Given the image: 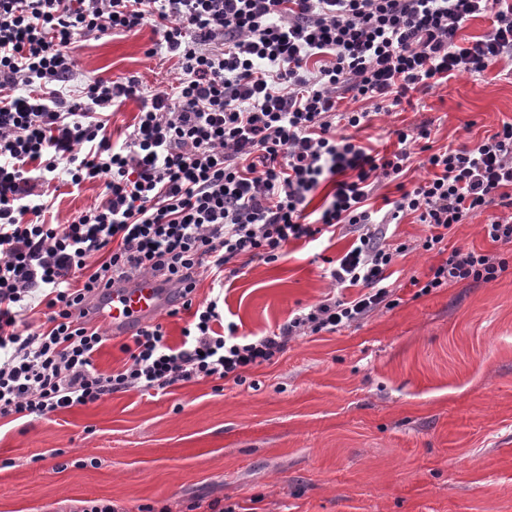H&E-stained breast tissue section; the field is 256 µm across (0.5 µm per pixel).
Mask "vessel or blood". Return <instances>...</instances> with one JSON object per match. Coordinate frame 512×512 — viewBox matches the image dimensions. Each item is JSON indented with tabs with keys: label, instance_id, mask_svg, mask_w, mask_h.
Listing matches in <instances>:
<instances>
[{
	"label": "vessel or blood",
	"instance_id": "b4317fda",
	"mask_svg": "<svg viewBox=\"0 0 512 512\" xmlns=\"http://www.w3.org/2000/svg\"><path fill=\"white\" fill-rule=\"evenodd\" d=\"M169 290L154 278L113 286L100 316L113 334L124 335L149 323L167 307Z\"/></svg>",
	"mask_w": 512,
	"mask_h": 512
}]
</instances>
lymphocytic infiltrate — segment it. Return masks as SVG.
<instances>
[{"mask_svg": "<svg viewBox=\"0 0 512 512\" xmlns=\"http://www.w3.org/2000/svg\"><path fill=\"white\" fill-rule=\"evenodd\" d=\"M483 35L460 45L469 18ZM151 26L176 59L178 93L153 94L124 146L105 135L104 109L135 97L136 79L96 78L81 101L61 94L73 75L70 46L106 31ZM512 57V0H0V418L44 417L116 392L163 391L215 378L241 383L246 369L272 362L292 337L334 332L381 306H394L385 271L407 244H386L392 220L428 228L423 250L490 206L506 208L482 230L512 244V122L473 144L429 154L423 183L401 178L426 127L400 128L396 150L380 155L339 134L367 110L340 100L401 105L410 92L458 73L480 74ZM28 94H16L17 86ZM64 171L73 187L104 181L102 199L68 224L45 223L37 182ZM396 183L386 213L369 201L381 180ZM329 185L316 215L307 208ZM356 232L331 261L338 288L266 336L226 323L220 296L193 297L201 273L224 284L239 258L272 264L293 241L337 228ZM512 262L453 249L422 293L463 281L488 283ZM160 277L174 308L193 321L173 346L161 324L123 345L128 360L105 374L94 355L107 340L92 322L115 285ZM45 306L32 327L28 312Z\"/></svg>", "mask_w": 512, "mask_h": 512, "instance_id": "1", "label": "lymphocytic infiltrate"}]
</instances>
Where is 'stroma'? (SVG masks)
<instances>
[{
	"instance_id": "1",
	"label": "stroma",
	"mask_w": 512,
	"mask_h": 512,
	"mask_svg": "<svg viewBox=\"0 0 512 512\" xmlns=\"http://www.w3.org/2000/svg\"><path fill=\"white\" fill-rule=\"evenodd\" d=\"M151 26L107 32L72 46L81 98L93 78H136L143 92L112 107L107 133L122 143L143 98L175 94L180 72L155 49ZM512 121V60L457 74L353 130L360 144L394 148L393 128L430 130L433 149L469 144ZM102 181L53 180L44 220L64 224L102 197ZM466 219L443 251L512 253ZM407 216L387 241L408 251L388 268L399 303L335 333L292 338L243 383L205 378L165 392H117L40 419H0V512H70L112 502L116 512H188L195 501L225 512H512V269L496 281L419 293L443 251ZM354 236L289 245L224 286L226 320L240 334L276 330L337 292L325 259Z\"/></svg>"
}]
</instances>
